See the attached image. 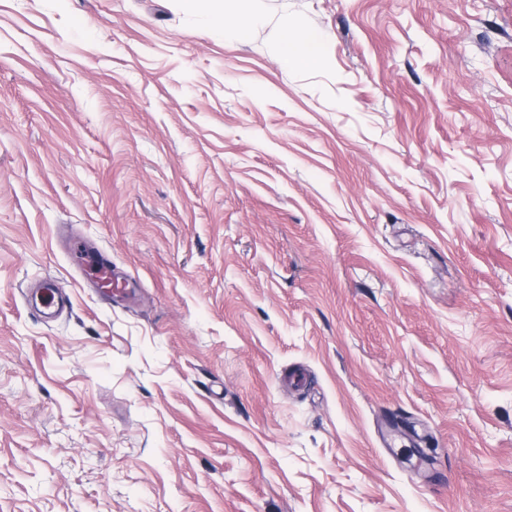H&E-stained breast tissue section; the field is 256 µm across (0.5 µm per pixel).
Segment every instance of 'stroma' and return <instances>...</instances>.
Returning a JSON list of instances; mask_svg holds the SVG:
<instances>
[{"instance_id": "35a3bbf8", "label": "stroma", "mask_w": 512, "mask_h": 512, "mask_svg": "<svg viewBox=\"0 0 512 512\" xmlns=\"http://www.w3.org/2000/svg\"><path fill=\"white\" fill-rule=\"evenodd\" d=\"M258 10L0 0V512H512V0ZM197 2H223L220 0H192ZM255 0H238L236 1L235 10L231 15L224 12L222 8L217 6L215 13V22L224 29V35L231 33L238 41L245 40L252 29L255 17L251 12L250 3ZM322 48V37L312 28L286 26L280 32L279 61L285 67L319 66ZM98 266L97 273L93 276V282L97 288L112 296H122L126 292L127 282L119 277L112 268V260L102 254L95 261ZM31 294L37 306V298L40 306L47 311H59L66 308L70 299L69 296L60 288L57 282L48 277L43 279L36 288L28 289L27 296Z\"/></svg>"}]
</instances>
